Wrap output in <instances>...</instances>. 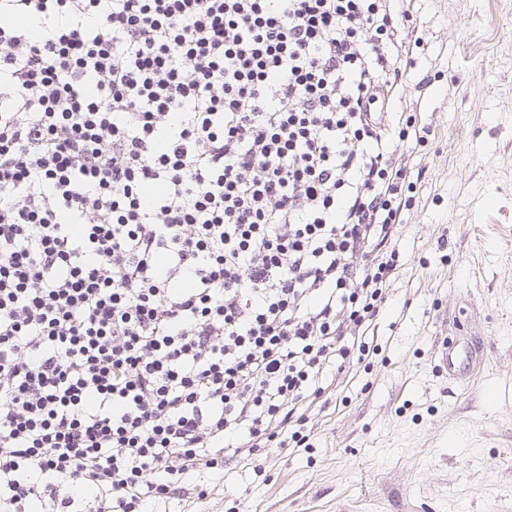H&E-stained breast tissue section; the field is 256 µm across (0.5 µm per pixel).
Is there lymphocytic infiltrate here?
Wrapping results in <instances>:
<instances>
[{"label": "lymphocytic infiltrate", "instance_id": "lymphocytic-infiltrate-1", "mask_svg": "<svg viewBox=\"0 0 512 512\" xmlns=\"http://www.w3.org/2000/svg\"><path fill=\"white\" fill-rule=\"evenodd\" d=\"M414 0H0V501L143 512L309 446L376 354Z\"/></svg>", "mask_w": 512, "mask_h": 512}]
</instances>
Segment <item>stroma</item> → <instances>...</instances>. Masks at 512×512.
Segmentation results:
<instances>
[{"label": "stroma", "mask_w": 512, "mask_h": 512, "mask_svg": "<svg viewBox=\"0 0 512 512\" xmlns=\"http://www.w3.org/2000/svg\"><path fill=\"white\" fill-rule=\"evenodd\" d=\"M421 39L395 111L425 128L427 172L395 234L381 361L309 451L203 478L204 502L150 512H512V0H416ZM484 341L467 385L438 372L452 323Z\"/></svg>", "instance_id": "stroma-1"}]
</instances>
